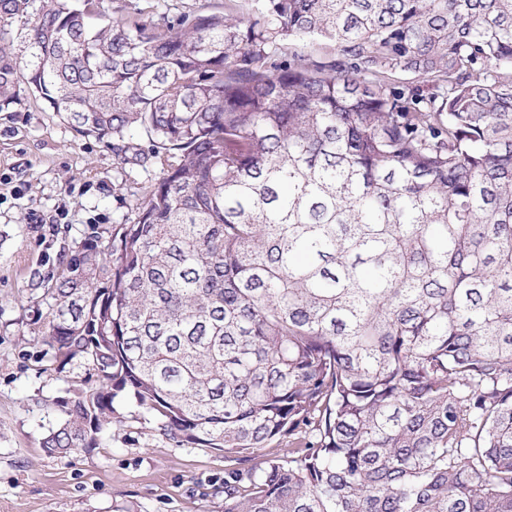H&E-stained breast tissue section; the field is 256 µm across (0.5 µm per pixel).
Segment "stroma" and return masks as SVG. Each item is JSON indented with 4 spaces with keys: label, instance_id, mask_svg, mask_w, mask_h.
Segmentation results:
<instances>
[{
    "label": "stroma",
    "instance_id": "obj_1",
    "mask_svg": "<svg viewBox=\"0 0 512 512\" xmlns=\"http://www.w3.org/2000/svg\"><path fill=\"white\" fill-rule=\"evenodd\" d=\"M0 512H224L223 451L177 445L131 402L125 423L92 454L50 456L41 441L56 402L91 367L57 370L45 343L49 303L31 272L60 249L81 248L88 227L131 215L153 168L120 167L110 148L78 133L20 89L0 112Z\"/></svg>",
    "mask_w": 512,
    "mask_h": 512
}]
</instances>
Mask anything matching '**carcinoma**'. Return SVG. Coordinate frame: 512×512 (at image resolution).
<instances>
[{"mask_svg": "<svg viewBox=\"0 0 512 512\" xmlns=\"http://www.w3.org/2000/svg\"><path fill=\"white\" fill-rule=\"evenodd\" d=\"M22 83L160 172L31 272L99 378L48 455L127 394L224 451V512H512V0H0V111Z\"/></svg>", "mask_w": 512, "mask_h": 512, "instance_id": "obj_1", "label": "carcinoma"}]
</instances>
